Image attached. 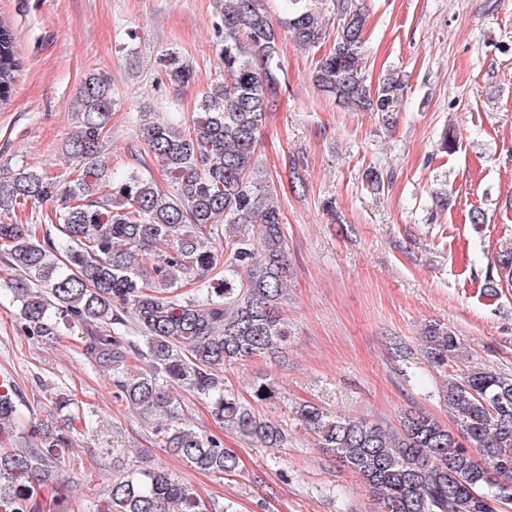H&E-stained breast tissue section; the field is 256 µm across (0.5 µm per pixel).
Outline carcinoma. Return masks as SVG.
I'll return each mask as SVG.
<instances>
[{
    "label": "carcinoma",
    "instance_id": "obj_1",
    "mask_svg": "<svg viewBox=\"0 0 512 512\" xmlns=\"http://www.w3.org/2000/svg\"><path fill=\"white\" fill-rule=\"evenodd\" d=\"M214 0L216 54L223 70L183 123L145 110L137 138L157 163L167 188L132 169L115 177L107 151L112 79L88 73L77 98V130L66 140L76 176L60 186L36 167L0 165V258L14 270L7 284L20 302L25 334L53 341L59 324H78L87 350L112 371L115 397L157 421L160 447L189 466L228 474L239 468L235 450L187 420L172 387L181 384L211 403L214 420L247 448H286L288 429L255 410L277 398L274 381L258 376L251 400L227 388L223 374L257 358H280L290 332L284 317L288 246L281 212L257 156L259 130L276 83L279 28L313 49L326 39L316 0ZM340 17L314 83L337 103L379 112L392 86L366 85L362 50L368 16L363 0H334ZM167 80L186 84L193 67L172 52L161 59ZM20 61L14 34L0 23V102ZM57 196L60 237L39 236V224H11L16 209ZM500 275L512 283V247L502 250ZM195 288L184 301L176 290ZM133 323L148 368H133L121 333ZM423 357L447 368L461 345L448 328L430 323L420 336ZM439 398L454 428L409 410L390 429L365 418L332 414L308 401L292 414L344 467L362 478L375 512H498L512 503V374L476 367L448 376ZM53 416L33 422L22 448H0V512H41L35 491L72 447L75 416L65 393L51 401ZM12 387L0 383V438L22 427ZM112 512H215L186 486L153 466L129 467L112 477Z\"/></svg>",
    "mask_w": 512,
    "mask_h": 512
}]
</instances>
